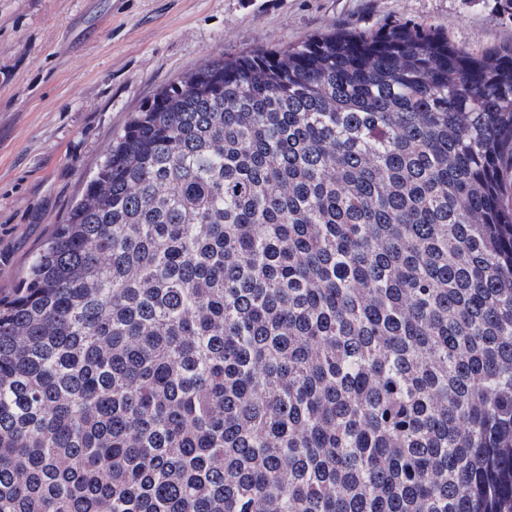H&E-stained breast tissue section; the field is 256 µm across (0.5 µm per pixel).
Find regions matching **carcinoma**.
Returning <instances> with one entry per match:
<instances>
[{"instance_id":"1","label":"carcinoma","mask_w":512,"mask_h":512,"mask_svg":"<svg viewBox=\"0 0 512 512\" xmlns=\"http://www.w3.org/2000/svg\"><path fill=\"white\" fill-rule=\"evenodd\" d=\"M0 512H512V47L158 91L0 289Z\"/></svg>"}]
</instances>
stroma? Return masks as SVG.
Segmentation results:
<instances>
[{
  "label": "stroma",
  "mask_w": 512,
  "mask_h": 512,
  "mask_svg": "<svg viewBox=\"0 0 512 512\" xmlns=\"http://www.w3.org/2000/svg\"><path fill=\"white\" fill-rule=\"evenodd\" d=\"M392 22L476 56L512 46V0H0V288L159 89L223 55Z\"/></svg>",
  "instance_id": "obj_1"
}]
</instances>
